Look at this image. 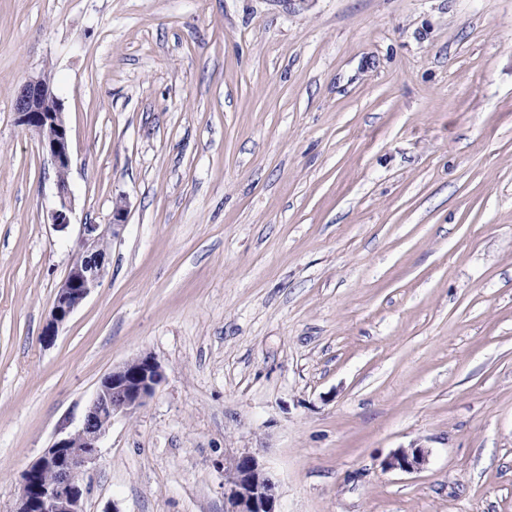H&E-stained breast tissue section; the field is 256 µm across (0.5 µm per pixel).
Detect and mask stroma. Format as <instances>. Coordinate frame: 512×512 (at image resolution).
Returning <instances> with one entry per match:
<instances>
[{"instance_id": "35a3bbf8", "label": "stroma", "mask_w": 512, "mask_h": 512, "mask_svg": "<svg viewBox=\"0 0 512 512\" xmlns=\"http://www.w3.org/2000/svg\"><path fill=\"white\" fill-rule=\"evenodd\" d=\"M44 76L71 222L21 126ZM128 214L42 329L82 225ZM84 512H224L258 454L280 512H512V0H0V512L100 379ZM427 448L420 471H386ZM49 81V80H48ZM43 76L26 82L19 90L15 110L18 122L38 136L39 144L57 171L58 204L50 213L59 228L70 224L73 201L65 178L71 165V144L62 101ZM428 450L424 447L400 448L389 454L383 461L385 470L412 473L423 469L428 462Z\"/></svg>"}]
</instances>
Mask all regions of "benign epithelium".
Instances as JSON below:
<instances>
[{"mask_svg": "<svg viewBox=\"0 0 512 512\" xmlns=\"http://www.w3.org/2000/svg\"><path fill=\"white\" fill-rule=\"evenodd\" d=\"M15 110L18 122L38 136L39 144L57 171L58 204L51 224H70L73 201L65 173L71 165V144L62 101L43 77L26 82L19 90ZM123 199L115 202L107 224H85L76 257L61 282L49 320L42 331L50 344L73 312L99 287L105 274L104 242L119 236L127 218ZM164 379L161 365L143 355L115 367L99 381L81 426L58 436L22 472L15 512H84L86 479L97 462L100 442L112 421L143 407ZM81 439V447L73 445ZM428 462L424 447L399 448L383 461L385 470L412 473ZM45 472L52 479L43 480ZM278 482L254 453L235 456L224 465L225 512H279Z\"/></svg>", "mask_w": 512, "mask_h": 512, "instance_id": "7a95c632", "label": "benign epithelium"}]
</instances>
